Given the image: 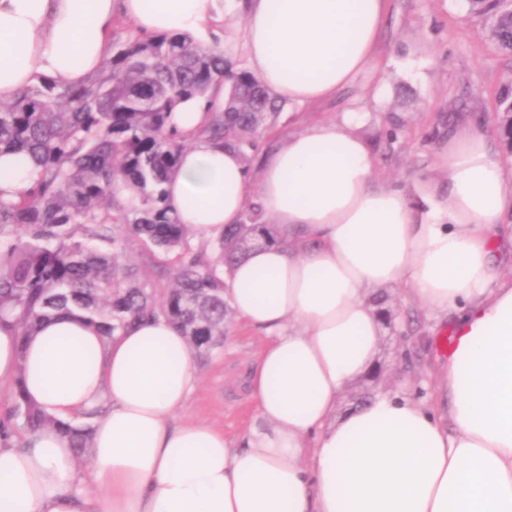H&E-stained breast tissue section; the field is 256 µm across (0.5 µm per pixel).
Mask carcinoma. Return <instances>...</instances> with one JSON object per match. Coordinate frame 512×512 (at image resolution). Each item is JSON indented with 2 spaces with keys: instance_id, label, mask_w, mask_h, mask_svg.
Masks as SVG:
<instances>
[{
  "instance_id": "obj_1",
  "label": "carcinoma",
  "mask_w": 512,
  "mask_h": 512,
  "mask_svg": "<svg viewBox=\"0 0 512 512\" xmlns=\"http://www.w3.org/2000/svg\"><path fill=\"white\" fill-rule=\"evenodd\" d=\"M471 4L490 20L496 48L512 56V15L499 0ZM221 83L229 85L224 108H211L200 133L246 158L274 130L280 104L248 70L233 69L223 48L188 33L115 30L110 56L83 84L45 77L0 103V155L29 159L35 173L26 191L0 197V327L13 331L19 347L45 320L76 313L105 344L144 318L163 316L199 359L224 346L233 315L224 269L255 240L270 244L276 237L252 203L241 223L196 248L190 225L165 206V185L184 148L176 111L210 100ZM129 237L162 261L119 262ZM159 268L170 277L164 287L152 278ZM105 411L84 414V422L57 421L27 396L20 364L12 405L0 417V443L56 427L81 455L92 448L89 419Z\"/></svg>"
}]
</instances>
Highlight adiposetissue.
Segmentation results:
<instances>
[{
    "mask_svg": "<svg viewBox=\"0 0 512 512\" xmlns=\"http://www.w3.org/2000/svg\"><path fill=\"white\" fill-rule=\"evenodd\" d=\"M388 0H243L252 74L281 103L336 95L372 68ZM150 36L202 34L223 0H0V102L43 76L84 83L117 20ZM361 112L306 125L265 158L193 139L166 186L180 223L205 239L257 201L276 243L226 274L235 318L267 343L250 376L245 447L201 421L175 422L192 353L163 317L110 343L82 318L46 320L26 347L0 329V383L26 367L30 398L57 420L94 421L100 498L75 483L73 451L46 428L0 445V512H512V165L477 123L438 150V178L382 185ZM397 286L447 321V411L392 394L339 413L373 366L374 298Z\"/></svg>",
    "mask_w": 512,
    "mask_h": 512,
    "instance_id": "ef3b65f1",
    "label": "adipose tissue"
}]
</instances>
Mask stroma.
Masks as SVG:
<instances>
[{"label": "stroma", "instance_id": "obj_1", "mask_svg": "<svg viewBox=\"0 0 512 512\" xmlns=\"http://www.w3.org/2000/svg\"><path fill=\"white\" fill-rule=\"evenodd\" d=\"M486 19L473 14L468 0H389L377 35V66L360 77L356 87L333 100L303 107H283L277 130L266 137L268 147L284 144L305 124L333 121L342 112L368 113L360 132L379 158L378 177L385 185H407L414 178L435 176L436 151L465 121H475L501 154L512 152L500 124L498 99L512 88V58L501 55L485 35ZM380 83L378 99L363 97L362 85ZM398 139L386 144L385 135ZM390 326L379 338L375 360L379 379L356 380L341 396L338 409L347 411L365 389L431 399L442 380L448 357L441 340L447 324L436 314L406 302L400 288L387 291ZM266 339L238 320H231L224 346L211 358L195 360V381L186 406L176 418L205 420L223 430L234 447H242L252 423L249 371Z\"/></svg>", "mask_w": 512, "mask_h": 512}]
</instances>
